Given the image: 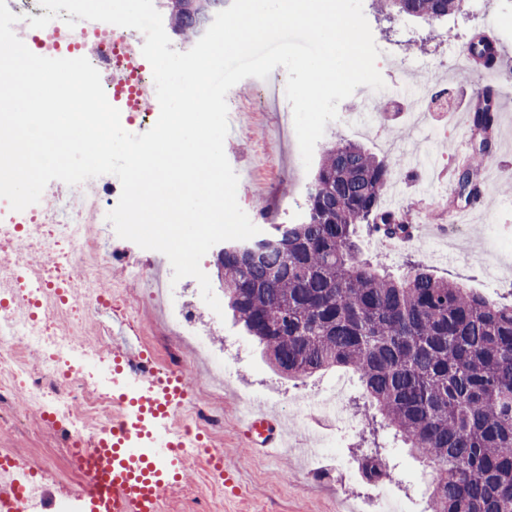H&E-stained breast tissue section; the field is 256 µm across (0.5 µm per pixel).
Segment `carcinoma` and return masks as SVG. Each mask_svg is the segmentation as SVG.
I'll list each match as a JSON object with an SVG mask.
<instances>
[{
    "label": "carcinoma",
    "instance_id": "1",
    "mask_svg": "<svg viewBox=\"0 0 512 512\" xmlns=\"http://www.w3.org/2000/svg\"><path fill=\"white\" fill-rule=\"evenodd\" d=\"M163 20L183 45L197 41L224 0H165ZM462 0H374L391 18L430 22ZM495 109L474 111L478 146L458 173L466 201L492 158ZM391 164L361 146L334 143L308 187L305 214L274 224L246 257L224 246V296L274 371L290 378L332 367L356 373L381 423L434 469L431 512H512V303L420 266L395 276L359 257L360 224L392 239L410 225L381 207Z\"/></svg>",
    "mask_w": 512,
    "mask_h": 512
}]
</instances>
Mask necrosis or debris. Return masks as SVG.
Returning <instances> with one entry per match:
<instances>
[{
    "instance_id": "necrosis-or-debris-1",
    "label": "necrosis or debris",
    "mask_w": 512,
    "mask_h": 512,
    "mask_svg": "<svg viewBox=\"0 0 512 512\" xmlns=\"http://www.w3.org/2000/svg\"><path fill=\"white\" fill-rule=\"evenodd\" d=\"M142 38L139 31L109 23L83 31L57 18L41 28L37 43L48 58H87L99 71L121 122L150 127L157 113L137 106L139 92L154 84L152 68L137 50ZM69 194L68 212L44 208L21 222L8 201L0 198V382H14L9 391H0V403L17 415L33 405L52 410L64 424L59 437L65 455L58 460L44 454L38 461L85 486L91 476L81 466L78 451L111 427L118 414L108 378L88 368L100 353L87 338L95 333L97 315L111 306L94 284L115 261L101 250L99 234L119 201L121 187L106 174L71 187ZM26 252L40 253L36 268L23 265ZM150 291L168 304L171 332L181 335L206 365L194 385L204 386L212 397H222L227 368L184 316L182 308L189 296L173 288L167 278L151 285ZM21 345L40 350L36 372H23L17 353Z\"/></svg>"
}]
</instances>
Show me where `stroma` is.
<instances>
[{
	"label": "stroma",
	"mask_w": 512,
	"mask_h": 512,
	"mask_svg": "<svg viewBox=\"0 0 512 512\" xmlns=\"http://www.w3.org/2000/svg\"><path fill=\"white\" fill-rule=\"evenodd\" d=\"M365 16L381 55L391 59L381 71L389 91L382 132L376 136L366 131L372 118L360 111V99L367 92L360 86L339 104L337 119L327 123L314 152L322 154L326 146L342 140L362 144L387 159L391 156L387 140L397 142L409 155L416 139L426 138L427 143L424 166L413 171L402 165L395 168L384 197L385 202L410 212L416 223L411 241L389 247L381 236L362 228L357 233L360 256L381 257L397 272L413 261L437 276L465 282L491 299H512V194L501 190L503 184L512 183V70L490 76L483 63L469 59L466 51L476 35L487 33L504 53L512 55V0H465L460 12L433 26L410 16L385 19L370 10ZM448 31L455 35L450 45L442 40ZM430 75L439 81L441 96L421 127L406 109L404 89L420 86ZM490 84L499 90L494 155L482 173L483 201L471 204L457 187V171L463 154L477 144L470 129L471 108ZM290 109L283 98L275 108L249 113L245 120L230 119L224 143L239 179L238 203L264 236L272 223L302 217L313 178L303 167L296 137L280 132ZM97 288L112 298L111 311L97 318L103 331L98 339L101 355L112 357L117 347L135 354L146 345L160 369L196 373L200 364L191 350L163 327L166 309L150 310L140 304L142 285L126 277L123 265H115ZM199 324L223 353L231 375L224 382L221 401L202 391L193 392L190 401L200 407L219 406L224 461L236 473L239 491L226 492L223 482L191 456L183 465L182 489L199 496L210 512H372L369 484L354 477L350 469L362 458L363 439L374 415L361 398L357 376L351 370L333 368L291 380L269 366L257 343L232 315L221 318L204 312ZM313 391L325 399L338 398L351 424L335 426L325 418L312 423L303 396ZM249 398L259 410L287 420L288 446L278 456H262L247 443L238 407ZM33 425L39 426L42 443H53L56 431L38 407L22 416L0 408V457L15 458L32 468L35 478L52 488L58 503L69 512H81L76 487L35 466L28 435ZM310 434L334 441V456L302 455ZM378 442L408 512H428V477L420 464L396 447L388 434H380Z\"/></svg>",
	"instance_id": "obj_1"
}]
</instances>
